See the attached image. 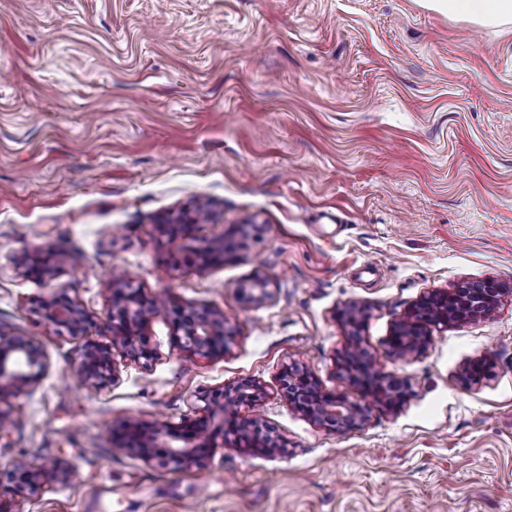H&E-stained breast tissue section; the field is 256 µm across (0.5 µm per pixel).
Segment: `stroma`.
<instances>
[{"label": "stroma", "instance_id": "obj_1", "mask_svg": "<svg viewBox=\"0 0 512 512\" xmlns=\"http://www.w3.org/2000/svg\"><path fill=\"white\" fill-rule=\"evenodd\" d=\"M200 203L209 222L161 229ZM219 238L223 261H186ZM49 251L53 280L25 272ZM115 274L171 307L142 331L151 361L113 349L115 381L89 388L73 366L109 339ZM484 281L506 288L493 313L391 354L416 302ZM61 286L91 318L83 337L38 313ZM351 304L375 369L413 390L399 409L342 376ZM175 307L223 312L228 349H183ZM1 335L47 367L7 402L0 512H512V25L422 0H0ZM291 365L370 404L364 427L298 411ZM244 379L265 395L240 416L275 452L219 442L174 471L112 438L127 417L197 419ZM18 457L71 477L19 492Z\"/></svg>", "mask_w": 512, "mask_h": 512}]
</instances>
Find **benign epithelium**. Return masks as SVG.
I'll list each match as a JSON object with an SVG mask.
<instances>
[{
	"mask_svg": "<svg viewBox=\"0 0 512 512\" xmlns=\"http://www.w3.org/2000/svg\"><path fill=\"white\" fill-rule=\"evenodd\" d=\"M229 247L225 240L210 242L191 251V261L198 267L206 266L207 256L222 252ZM54 255L28 257L27 271L42 278L53 279L56 264ZM110 299L106 309L112 336L106 344H88L83 349L75 371L82 380L98 387L115 380L110 356L114 346L122 348L134 359L150 361L152 351L140 341V333L153 315L164 308L161 300L145 295L133 288L118 275L112 278L109 287ZM504 289L487 282L472 288H459L452 292H436L414 304L404 319L399 321L391 337V354L400 359H412L426 351L433 329L485 316L493 311ZM38 312L48 325L71 336L84 335L90 322L85 311L62 293L39 302ZM172 323L181 346L194 354L215 356L223 353L236 330L224 313L211 308H179L172 311ZM350 351L343 359L344 373L354 384L361 386L378 401L390 409L401 406L410 395L407 385L393 392L384 383L383 377L371 370V362L361 355L362 342L358 329L351 332ZM45 369L42 353L23 336H0V402L22 391L35 388ZM286 376L299 379L306 401L288 393L294 406L320 425L332 431H347L362 428L369 418V408L349 400L343 395L323 393L316 382L297 367H289ZM264 397L262 387L252 381L243 380L226 387L215 395L203 398L202 416L189 424L174 428L165 422H156L143 429L138 419L127 418L120 422L119 430L125 436L135 438L143 456L160 459L167 465L183 468L201 462L207 449L213 447L217 438L233 439L235 445L248 448H263L270 451L281 447L277 439L267 441L255 434L260 429L259 420H243L239 408L255 404ZM50 477L66 478L63 470L48 471L25 465L14 472V480L21 491L36 493Z\"/></svg>",
	"mask_w": 512,
	"mask_h": 512,
	"instance_id": "obj_1",
	"label": "benign epithelium"
}]
</instances>
